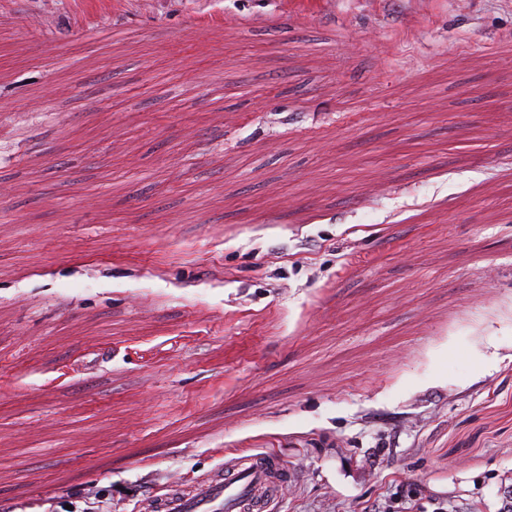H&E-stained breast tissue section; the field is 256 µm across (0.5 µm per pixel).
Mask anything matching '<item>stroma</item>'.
<instances>
[{
    "instance_id": "35a3bbf8",
    "label": "stroma",
    "mask_w": 512,
    "mask_h": 512,
    "mask_svg": "<svg viewBox=\"0 0 512 512\" xmlns=\"http://www.w3.org/2000/svg\"><path fill=\"white\" fill-rule=\"evenodd\" d=\"M264 450L500 512L512 0H0V512Z\"/></svg>"
}]
</instances>
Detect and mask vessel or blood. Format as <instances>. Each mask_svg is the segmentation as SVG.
I'll return each instance as SVG.
<instances>
[{"instance_id":"vessel-or-blood-1","label":"vessel or blood","mask_w":512,"mask_h":512,"mask_svg":"<svg viewBox=\"0 0 512 512\" xmlns=\"http://www.w3.org/2000/svg\"><path fill=\"white\" fill-rule=\"evenodd\" d=\"M292 482L283 458L261 452L225 459L213 477L170 487L142 503L143 512H268Z\"/></svg>"}]
</instances>
